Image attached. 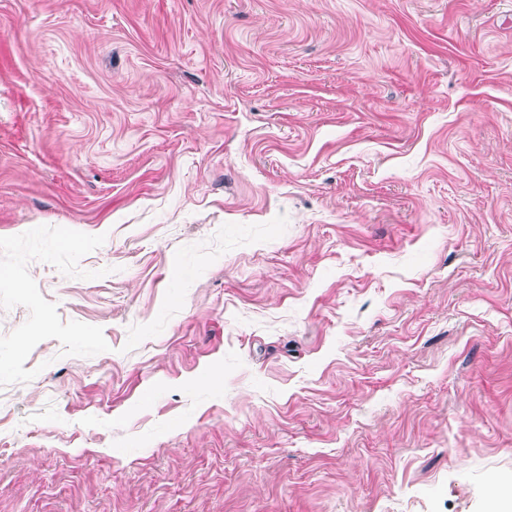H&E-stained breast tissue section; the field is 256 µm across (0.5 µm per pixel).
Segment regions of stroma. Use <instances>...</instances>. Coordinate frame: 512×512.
<instances>
[{
    "mask_svg": "<svg viewBox=\"0 0 512 512\" xmlns=\"http://www.w3.org/2000/svg\"><path fill=\"white\" fill-rule=\"evenodd\" d=\"M512 0H0V512H492Z\"/></svg>",
    "mask_w": 512,
    "mask_h": 512,
    "instance_id": "1",
    "label": "stroma"
}]
</instances>
